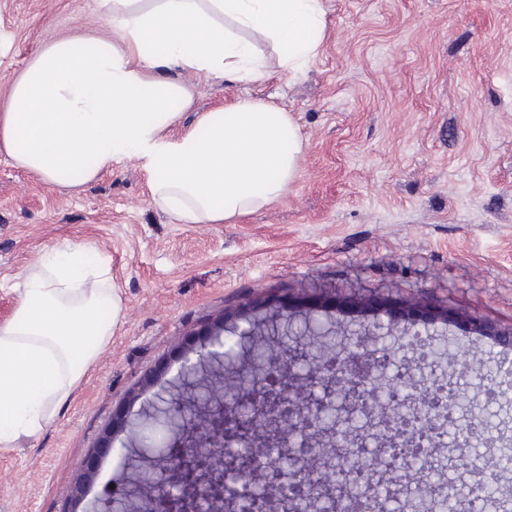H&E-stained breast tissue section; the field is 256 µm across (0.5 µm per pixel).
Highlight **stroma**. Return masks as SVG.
<instances>
[{
    "mask_svg": "<svg viewBox=\"0 0 512 512\" xmlns=\"http://www.w3.org/2000/svg\"><path fill=\"white\" fill-rule=\"evenodd\" d=\"M328 35L304 74L199 81L180 127L238 97L291 112L301 171L270 207L231 224H183L157 210L140 166L64 188L0 153V322L42 253L83 244L110 260L122 297L111 343L55 420L0 449V512H95L136 478L120 434L81 503V465L117 414L144 422L180 381V355L224 310L271 295L288 310L355 326L433 323L474 338L470 319L512 327V0H324ZM108 26L97 0H0V105L31 58L60 36ZM484 374L512 382V350L485 346ZM469 447L440 448L442 478L476 473L512 490L496 450L512 405Z\"/></svg>",
    "mask_w": 512,
    "mask_h": 512,
    "instance_id": "1",
    "label": "stroma"
}]
</instances>
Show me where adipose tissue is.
I'll use <instances>...</instances> for the list:
<instances>
[{
    "label": "adipose tissue",
    "mask_w": 512,
    "mask_h": 512,
    "mask_svg": "<svg viewBox=\"0 0 512 512\" xmlns=\"http://www.w3.org/2000/svg\"><path fill=\"white\" fill-rule=\"evenodd\" d=\"M111 27L57 39L13 81L0 107V152L51 184L76 186L136 161L151 201L185 224L230 223L284 196L300 174L292 114L237 98L176 127L192 77L229 84L294 77L327 36L323 0H98ZM272 43L275 64L256 53ZM86 246L42 254L0 323V447L37 437L112 340L121 297L107 259Z\"/></svg>",
    "instance_id": "obj_1"
}]
</instances>
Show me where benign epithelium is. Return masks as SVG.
<instances>
[{
	"instance_id": "obj_1",
	"label": "benign epithelium",
	"mask_w": 512,
	"mask_h": 512,
	"mask_svg": "<svg viewBox=\"0 0 512 512\" xmlns=\"http://www.w3.org/2000/svg\"><path fill=\"white\" fill-rule=\"evenodd\" d=\"M256 309L208 325L200 335L209 341L186 358L182 379L163 406L149 418L166 421L167 433L157 447L141 449L144 485L148 490L143 512H299L308 500H322L328 512H381L379 496L354 494L350 489L358 449L378 445L377 468L392 470L391 493L405 490V471L393 468L383 455L384 446L422 448L447 443L448 406L456 405L459 388L426 390L421 408L406 397L397 405V419L389 417L381 400L379 374L390 359V338L420 336L419 324L398 328L379 320L338 333L336 354L328 356L306 343L304 337L331 322L296 324L284 309L268 310L264 325L281 330L292 340L270 347L262 370L246 352L255 330ZM478 335L503 348H512V332L502 333L484 323ZM239 335L240 348L217 382L200 395L195 376L223 353L215 349L224 333ZM367 415L368 425L357 431L351 421ZM262 479L264 493L248 506L241 503L239 484ZM490 483L468 486V493L453 481L444 497L455 512H469L485 503L497 510L489 496Z\"/></svg>"
}]
</instances>
